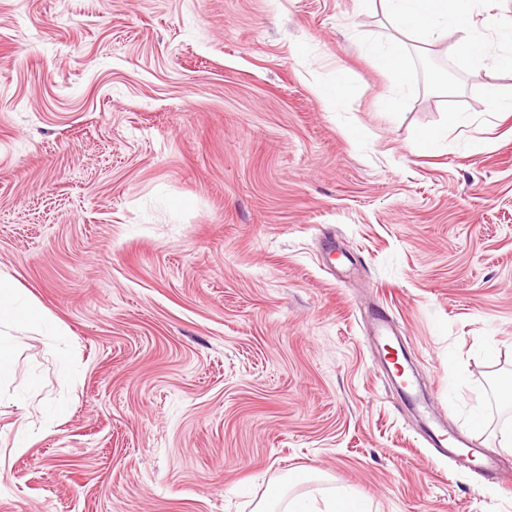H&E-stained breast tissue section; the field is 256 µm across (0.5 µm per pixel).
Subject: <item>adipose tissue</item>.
I'll return each mask as SVG.
<instances>
[{
    "label": "adipose tissue",
    "instance_id": "adipose-tissue-1",
    "mask_svg": "<svg viewBox=\"0 0 512 512\" xmlns=\"http://www.w3.org/2000/svg\"><path fill=\"white\" fill-rule=\"evenodd\" d=\"M387 16L405 27L408 36L426 43L443 38L449 29L460 33L449 51L471 60H481L485 54L482 32L466 25L471 0H380ZM47 324L43 309L25 298L19 288L6 278H0V328L12 330L43 328ZM253 512H372L368 498L339 487L330 493L315 496L303 494L287 497L285 486L262 499Z\"/></svg>",
    "mask_w": 512,
    "mask_h": 512
}]
</instances>
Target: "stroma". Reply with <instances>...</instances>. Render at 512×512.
<instances>
[{"label": "stroma", "instance_id": "stroma-1", "mask_svg": "<svg viewBox=\"0 0 512 512\" xmlns=\"http://www.w3.org/2000/svg\"><path fill=\"white\" fill-rule=\"evenodd\" d=\"M396 32L360 0H0V276L60 330L0 382V512H253L308 468L373 512H512L369 320L512 467V70L452 32L403 91L365 49ZM373 321H374L373 332H374V335H376L375 336L376 344L377 345L382 344L383 349L385 351H387L386 350L387 345H390V343H393L394 341H396L400 348L402 357L405 360V355H404V352H403V349H402V346H401L399 340L398 339L396 340V338L394 339V336L391 335L393 320L391 319L390 315H388L386 313L373 314ZM397 378L399 380L394 379L393 385L401 400L410 404L417 413L419 420L423 423L425 439L436 452L453 460L458 468H470L476 455H483L486 458V463L481 466L483 472L487 477L498 476L501 470L497 460L492 455H488L475 440L470 441L450 433L448 425L445 424V418L435 411L433 400L422 392L414 377L413 379ZM450 437L467 449L461 450L460 446H456L449 440Z\"/></svg>", "mask_w": 512, "mask_h": 512}]
</instances>
